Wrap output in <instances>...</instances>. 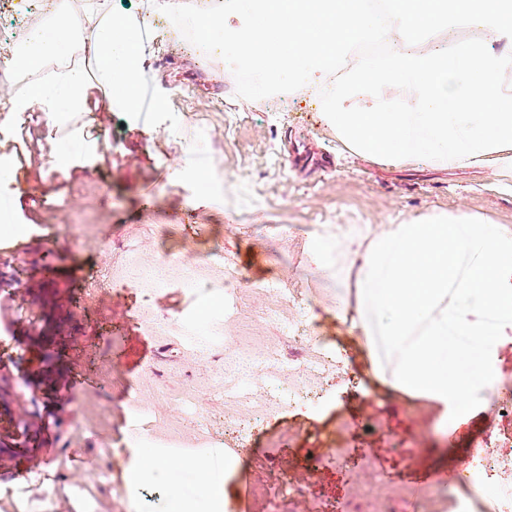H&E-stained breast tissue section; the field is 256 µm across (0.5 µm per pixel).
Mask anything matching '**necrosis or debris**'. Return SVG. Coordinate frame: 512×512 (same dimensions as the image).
Masks as SVG:
<instances>
[{
	"label": "necrosis or debris",
	"instance_id": "necrosis-or-debris-1",
	"mask_svg": "<svg viewBox=\"0 0 512 512\" xmlns=\"http://www.w3.org/2000/svg\"><path fill=\"white\" fill-rule=\"evenodd\" d=\"M258 319L247 316L241 321V333L252 338L258 353L250 374L224 380L216 388L236 421L254 409L250 399L254 386H261L266 406L279 408L300 397L310 383L340 368L338 359L301 335L297 320L282 321L281 331L288 340L283 347L262 335ZM491 406L495 421L462 462L452 488L421 492L404 483L382 481L363 468L351 477L348 494L362 501L365 512H512L511 378L497 381Z\"/></svg>",
	"mask_w": 512,
	"mask_h": 512
}]
</instances>
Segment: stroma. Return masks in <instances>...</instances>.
I'll return each instance as SVG.
<instances>
[{"instance_id":"stroma-1","label":"stroma","mask_w":512,"mask_h":512,"mask_svg":"<svg viewBox=\"0 0 512 512\" xmlns=\"http://www.w3.org/2000/svg\"><path fill=\"white\" fill-rule=\"evenodd\" d=\"M141 44L142 85L157 103L151 117L109 108L98 91L68 128L33 129L22 114L0 134V160L12 172L0 182L8 200L0 220V512H51L59 496L65 512H162L165 489L133 490L124 480L135 460L131 436L143 427L176 454L239 455L227 512H271L253 487L284 473L313 512H356L345 489L359 468L418 488L448 487L488 415L476 405L445 429L435 413L415 418L422 400H382L386 386L362 331L336 314L343 285L314 274L309 238L320 225L376 228L435 212L512 226L506 178L489 164L355 153L323 120L317 92L239 97L223 59L202 64L161 19ZM49 138L68 148L67 168H54L41 151ZM217 164L220 195L193 177ZM87 181L99 187L89 207L77 193ZM14 224L26 225V236H14ZM165 252L191 263L200 279L223 260L238 287L195 288L175 276L148 291L112 274L128 257L144 264ZM253 283L300 289L309 303L305 335L349 359L291 406L261 409L239 435L226 428L224 402L211 390L224 377L216 337H232L235 350L248 353L249 341L236 334L241 312L276 308L264 334L277 341L279 320L296 313L276 295L252 293ZM207 298L220 304L204 320L197 307ZM188 326L194 336L185 335ZM360 388L373 399L356 404ZM83 397L99 401L109 425L79 424ZM184 398L195 402L200 423L181 419ZM140 405L141 424L133 417ZM23 425L25 441L14 435ZM338 435L346 464L327 451L305 471L309 448Z\"/></svg>"}]
</instances>
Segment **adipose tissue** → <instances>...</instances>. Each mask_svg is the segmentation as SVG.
Instances as JSON below:
<instances>
[{
    "instance_id": "adipose-tissue-1",
    "label": "adipose tissue",
    "mask_w": 512,
    "mask_h": 512,
    "mask_svg": "<svg viewBox=\"0 0 512 512\" xmlns=\"http://www.w3.org/2000/svg\"><path fill=\"white\" fill-rule=\"evenodd\" d=\"M140 23L133 15L86 14L75 25L65 12L31 39L32 50L16 58L18 70L81 51L84 65L62 69L29 84L14 96L12 108L40 107L58 119L87 108L94 87L107 91L110 103L125 111L139 107L142 49ZM316 263L329 252L348 261L354 300L340 299L351 319L374 344L387 350L378 373L391 388L424 400L441 419L465 418L479 394L495 390V380L481 358L495 343L500 325L512 323V228L487 224L466 213H435L418 220L383 225H346L315 234ZM241 460L225 456L184 457L147 442L126 472L130 488L152 483L167 488L162 512H218L227 479ZM192 470L202 502L171 488L172 476Z\"/></svg>"
}]
</instances>
